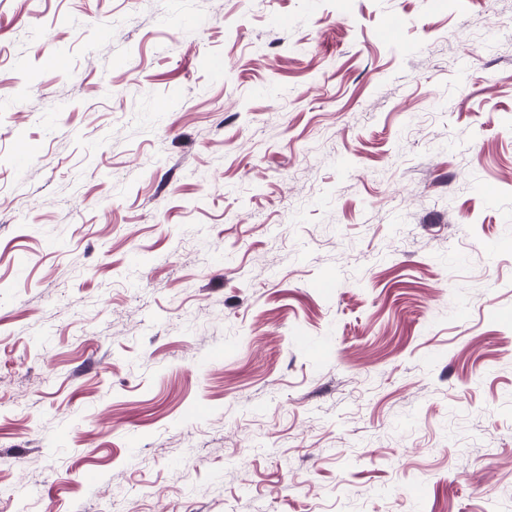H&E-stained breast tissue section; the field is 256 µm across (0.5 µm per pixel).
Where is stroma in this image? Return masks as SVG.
I'll use <instances>...</instances> for the list:
<instances>
[{
    "instance_id": "stroma-1",
    "label": "stroma",
    "mask_w": 512,
    "mask_h": 512,
    "mask_svg": "<svg viewBox=\"0 0 512 512\" xmlns=\"http://www.w3.org/2000/svg\"><path fill=\"white\" fill-rule=\"evenodd\" d=\"M0 512H512V0H0Z\"/></svg>"
}]
</instances>
